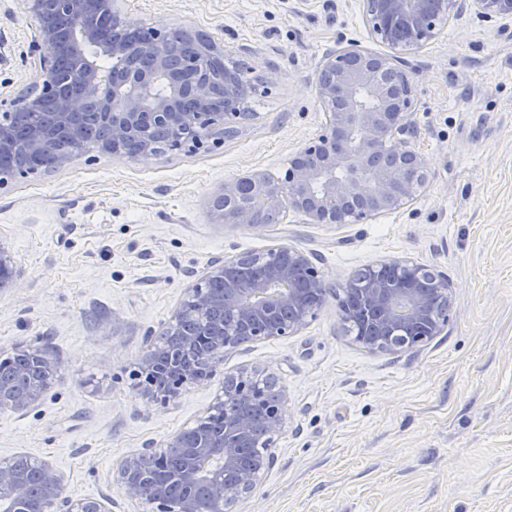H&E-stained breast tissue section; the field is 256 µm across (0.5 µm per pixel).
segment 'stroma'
Here are the masks:
<instances>
[{
  "label": "stroma",
  "instance_id": "1",
  "mask_svg": "<svg viewBox=\"0 0 512 512\" xmlns=\"http://www.w3.org/2000/svg\"><path fill=\"white\" fill-rule=\"evenodd\" d=\"M126 19L204 30L261 79L253 120L224 143L141 160L85 152L0 186V243L21 271L0 291V359L50 349L61 369L41 400L0 412V462H53L75 498L151 512L113 482L213 404L224 377L258 371L285 391V424L255 491L233 512H512V20L463 7L404 69L416 148L433 179L404 208L364 224H225L224 182L280 175L319 134L324 58L372 50L361 0H119ZM24 0H0V98L41 80ZM278 244L308 253L331 288L399 257L444 273L447 329L424 347L371 353L346 335L335 297L302 331L226 350L211 378L167 403L132 375L212 260Z\"/></svg>",
  "mask_w": 512,
  "mask_h": 512
}]
</instances>
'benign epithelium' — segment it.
Segmentation results:
<instances>
[{
	"label": "benign epithelium",
	"instance_id": "benign-epithelium-1",
	"mask_svg": "<svg viewBox=\"0 0 512 512\" xmlns=\"http://www.w3.org/2000/svg\"><path fill=\"white\" fill-rule=\"evenodd\" d=\"M37 28L33 51L39 53L42 83L9 102L0 114V159L24 154L41 159L37 170H55L81 155L76 131L87 112H95L111 131L101 152L121 155L132 141L134 157L148 159L164 150L198 149L224 140L225 111L246 106L248 89L229 69L224 75V111L213 104V91L201 73V62L222 54L215 45L186 40L172 48L169 30L160 24L132 23L118 12V29L139 38L127 42L117 35L99 41L94 19L99 0H25ZM482 18L512 19V0H467ZM462 0H363V18L373 40L389 49L375 53L350 44L328 55L316 81L317 98L326 121L314 141L299 149L280 176L263 171L228 180L214 194L223 206L216 217L226 224L262 226L281 222L288 211L304 214L315 224H360L403 207L432 178L427 160L411 145L415 134L414 90L403 69L405 56L425 48L461 10ZM102 46L116 62L105 79L88 56V47ZM158 127L159 141L145 134ZM239 263L262 266L255 278L240 282ZM19 272L11 251L0 244V288H13ZM219 280L217 296L197 282L186 288L178 318L160 341L153 342L140 364L137 388L163 403L197 381L193 365L181 351L199 342L184 334L182 323L228 306L237 330L224 324L209 329L210 355L243 343L293 336L306 327L325 303L328 285L310 255L288 245L265 254L242 253L211 263L202 282ZM337 304L345 327L357 325L355 342L378 353L397 354L422 347L448 327L453 304L451 284L441 271L408 259H390L354 272L344 283ZM59 371L44 348L29 350L26 368L37 375L18 396L0 382V411L21 412L39 401ZM254 373L231 375L224 395L263 408L264 431L258 441L270 448L287 412L281 392L269 394L253 384ZM254 421L245 414H226L223 426L199 438L194 447L173 436L156 450L144 448L127 458L116 475L120 493L145 500L153 512H227L257 480L258 469H239V448L253 435ZM171 452L182 458L177 472L179 502L156 493L143 470L144 460L163 459ZM40 482L39 512H106L103 500L66 495L64 477L48 460L24 456ZM32 491L27 472L0 463V512H26Z\"/></svg>",
	"mask_w": 512,
	"mask_h": 512
}]
</instances>
